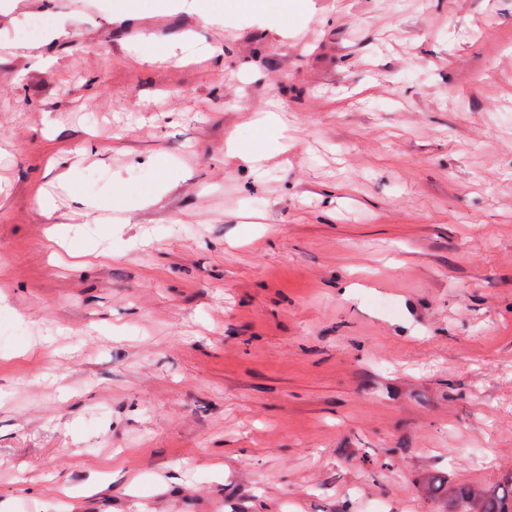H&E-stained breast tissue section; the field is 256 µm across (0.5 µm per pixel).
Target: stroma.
I'll use <instances>...</instances> for the list:
<instances>
[{
  "mask_svg": "<svg viewBox=\"0 0 512 512\" xmlns=\"http://www.w3.org/2000/svg\"><path fill=\"white\" fill-rule=\"evenodd\" d=\"M108 2L0 0V512L511 475L512 0Z\"/></svg>",
  "mask_w": 512,
  "mask_h": 512,
  "instance_id": "1",
  "label": "stroma"
}]
</instances>
